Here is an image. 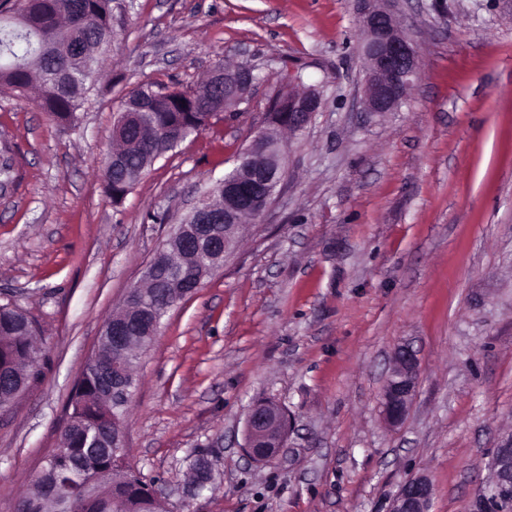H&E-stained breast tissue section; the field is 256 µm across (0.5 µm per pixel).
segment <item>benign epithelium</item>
Instances as JSON below:
<instances>
[{
    "instance_id": "7a95c632",
    "label": "benign epithelium",
    "mask_w": 512,
    "mask_h": 512,
    "mask_svg": "<svg viewBox=\"0 0 512 512\" xmlns=\"http://www.w3.org/2000/svg\"><path fill=\"white\" fill-rule=\"evenodd\" d=\"M360 38L357 52L366 63L363 105L367 112H394L419 76L418 52L401 28L393 3L397 0H356ZM211 85L224 87V111L233 112L247 100L252 86V69L246 64L216 66L209 75ZM321 107V97L314 89L289 92L274 99L269 111L275 124H286L297 131L308 124ZM141 125L137 112L119 109L112 138L125 140ZM285 152L271 130L255 132L249 145L237 159L233 171L217 183L212 194L203 196L192 208L187 223L180 224L146 264L142 280L155 288H175L187 298L202 280L224 265L235 248L238 219L251 212L260 217L269 208L276 188L285 174ZM131 311L108 323L107 335L112 345L123 348L133 334L129 323ZM419 377V360L407 345L395 348L392 367L382 394V415L392 426L400 424L413 399ZM291 427L285 411L276 414L254 404L245 422L243 451L256 459L250 438L287 437ZM488 489L479 493L474 512H493L492 504L512 503V443L497 448L491 456ZM433 484L425 475L406 479L389 500L387 512H430Z\"/></svg>"
}]
</instances>
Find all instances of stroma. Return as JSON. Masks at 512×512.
I'll list each match as a JSON object with an SVG mask.
<instances>
[{"instance_id": "obj_1", "label": "stroma", "mask_w": 512, "mask_h": 512, "mask_svg": "<svg viewBox=\"0 0 512 512\" xmlns=\"http://www.w3.org/2000/svg\"><path fill=\"white\" fill-rule=\"evenodd\" d=\"M420 76L394 112L364 111L355 0H112L114 38L78 120L0 88V303L36 320L39 375L0 407V512L56 447L102 326L195 202L223 179L288 76L322 107L282 132L286 176L223 268L142 355L126 460L167 512H384L427 475L431 512H470L512 443V0H405ZM250 65L249 99L157 159L120 204L103 166L124 96ZM420 377L381 414L396 346ZM295 426L247 464L250 407ZM215 491L184 502L198 452Z\"/></svg>"}]
</instances>
